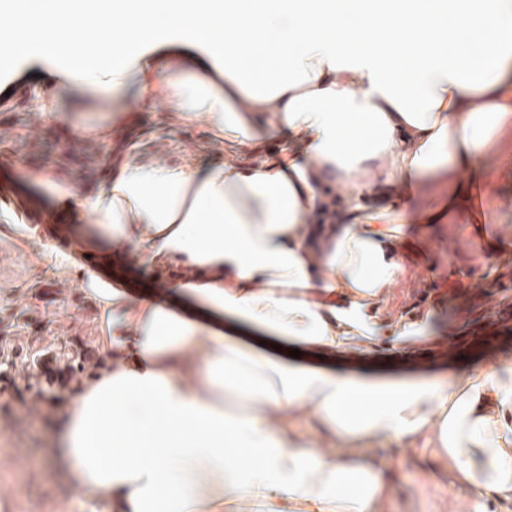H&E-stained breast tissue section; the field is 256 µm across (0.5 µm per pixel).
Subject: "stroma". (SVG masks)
Segmentation results:
<instances>
[{
	"mask_svg": "<svg viewBox=\"0 0 512 512\" xmlns=\"http://www.w3.org/2000/svg\"><path fill=\"white\" fill-rule=\"evenodd\" d=\"M40 96L33 89L25 96L0 99V168L47 169L59 183L77 179L91 193L103 178L107 159H123L128 151L156 166L177 165L189 155L209 165L246 159L245 152L220 141L206 125H172L159 103L143 106L132 124L103 144L50 121L35 105ZM509 152L512 129L484 159L483 225L461 221L424 233L428 254L403 256L406 277L378 301L375 342L339 351L337 368L369 364L452 383L489 365L512 366V320L490 326L483 314L489 301L512 300V290L488 294L455 289L446 281L427 298L421 288L428 272L446 273L452 260L471 266L487 239L512 231V169L502 160ZM4 211L10 217L0 220V349L21 354L34 350L43 362L24 404L11 403L8 392L0 391V505L10 506L11 512H107L104 502L88 500L66 483L45 455L79 386L74 379L61 389L48 372L49 359L61 345L82 342L93 354L87 373L105 366L110 357L97 343L99 311L65 248L72 240L67 223L0 187V213ZM44 219L53 226L52 237L40 231ZM399 317L430 330L431 338L409 336L396 343L389 331ZM363 451L379 458L388 478L383 512H449L450 504L469 497L453 466L435 449L392 443L367 445Z\"/></svg>",
	"mask_w": 512,
	"mask_h": 512,
	"instance_id": "stroma-1",
	"label": "stroma"
}]
</instances>
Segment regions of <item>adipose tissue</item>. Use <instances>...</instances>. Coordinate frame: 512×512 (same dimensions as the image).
Here are the masks:
<instances>
[{
	"label": "adipose tissue",
	"instance_id": "obj_1",
	"mask_svg": "<svg viewBox=\"0 0 512 512\" xmlns=\"http://www.w3.org/2000/svg\"><path fill=\"white\" fill-rule=\"evenodd\" d=\"M6 27L0 55L24 65L1 99L55 91L51 120L102 143L160 101L173 125L262 157L127 159L92 194L11 170L99 256L86 284L113 361L49 451L70 484L109 512H381L384 475L358 445L422 439L470 492L457 512L512 502L511 368L448 384L335 364L405 275L409 218L371 207L379 186L409 199L444 174L422 224L476 215L482 160L512 127V0H14ZM97 100L111 111L91 126ZM129 257L148 283L132 287ZM301 415L322 444L302 442Z\"/></svg>",
	"mask_w": 512,
	"mask_h": 512
}]
</instances>
